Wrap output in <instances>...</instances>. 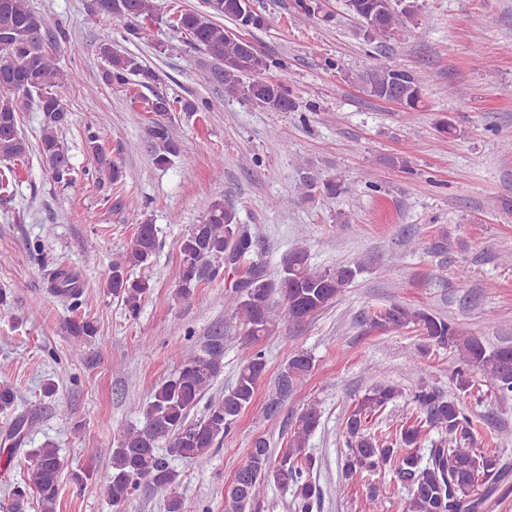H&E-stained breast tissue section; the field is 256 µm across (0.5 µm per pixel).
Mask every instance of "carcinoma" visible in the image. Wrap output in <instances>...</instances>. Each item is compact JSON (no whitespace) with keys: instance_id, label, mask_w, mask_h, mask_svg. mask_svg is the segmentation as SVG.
I'll use <instances>...</instances> for the list:
<instances>
[{"instance_id":"1","label":"carcinoma","mask_w":512,"mask_h":512,"mask_svg":"<svg viewBox=\"0 0 512 512\" xmlns=\"http://www.w3.org/2000/svg\"><path fill=\"white\" fill-rule=\"evenodd\" d=\"M98 12L129 23L128 34L141 37V19L153 17L152 0H94ZM348 12L358 19L368 39L387 35L409 37L420 25L422 5L419 0H345ZM209 12L181 9L166 19L175 33L183 35L212 59L210 79L224 87V93L241 97L274 112H293L296 102L282 83L270 82L264 73L278 62L255 51L252 43L226 27L229 20L239 28L260 29L265 18L254 11L249 0H205ZM48 28L28 0H0V161L11 162L29 153V144L19 125L24 105L36 104L42 112L39 154L61 182L70 174L68 155L58 130L68 113L57 88L71 80L61 72L53 55L41 42L42 30ZM99 53L107 63L104 81L113 86L134 83L149 89L159 75L131 53H119L104 41ZM360 81L370 96L379 100L400 99L408 112H415L422 102V83L412 73L379 64L360 74ZM140 108L152 114L147 135L154 163L164 167L180 156L181 144L169 124L172 112L213 111L207 100L169 99L164 96H140ZM100 175L111 182L122 171L102 151L96 137L87 141ZM257 238L252 229L239 221L237 211L220 200L210 202L199 223L189 229L180 247L176 295L189 301L196 288L225 275L235 277L229 285L232 293V319L238 324L243 342L239 368L232 386L224 395L210 400L202 417L189 419L205 393L224 370V334L219 332L196 349L177 355L176 373L157 387L142 406L143 424L123 431L112 449L110 472L104 494L117 509H122L142 487L168 493L166 512H185L184 499L177 492L178 472L167 456L159 452L165 442L169 451L206 467L212 449L224 442L238 418L254 402L266 369L265 352L258 348L263 338L275 332L286 317L300 327L334 303L366 269V262H348L318 268L309 262L307 251L296 248L281 258L279 270L270 274L254 263L246 276L237 277L243 263L252 255ZM159 248L154 225L144 222L137 228L130 246L121 259L112 262L108 293L120 300L129 316L139 315L151 294L149 281L132 277L130 270L151 264ZM50 290L73 309L81 305L83 287L72 270L54 265L47 273ZM278 294L284 310L272 302ZM370 325L384 332L413 328L426 345L410 354L416 366L432 348L456 352L453 379L456 388L466 393L474 374L486 377L501 399L512 397V346L487 348L469 334L461 323L420 308L392 303L374 311ZM71 344L83 347L97 334L94 322L84 317L66 323ZM313 368V358L305 353L292 356L274 385L267 415H272L296 385ZM399 396L389 384L374 383L359 397L345 421L346 448L343 470L350 480L389 470L407 496L403 512H480L485 502L502 486L508 471L496 453L478 445L472 416L457 400L433 387L420 385L412 402L420 417L395 429L390 438L379 439L367 432V424L382 414ZM19 390L0 384V414L10 418L6 430L9 448L3 469H9L16 449L35 427L37 416L19 411ZM321 411L315 404L301 410L292 421L286 444L274 450L263 437L253 440L246 461L234 473V480L224 490V512H256L265 490L275 484L291 493L295 512H312L319 489L312 475L318 467L308 443L320 425ZM442 434L429 450L428 458L418 454L427 432ZM61 460L59 449L44 443L29 454L23 483L11 490L12 503L6 512H20L27 496H36L41 512H57Z\"/></svg>"}]
</instances>
